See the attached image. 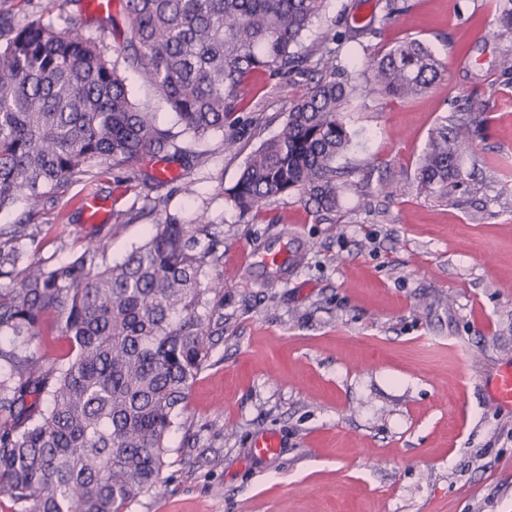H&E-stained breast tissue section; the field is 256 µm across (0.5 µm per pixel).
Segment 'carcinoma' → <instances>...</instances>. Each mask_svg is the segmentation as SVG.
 I'll use <instances>...</instances> for the list:
<instances>
[{
    "label": "carcinoma",
    "mask_w": 512,
    "mask_h": 512,
    "mask_svg": "<svg viewBox=\"0 0 512 512\" xmlns=\"http://www.w3.org/2000/svg\"><path fill=\"white\" fill-rule=\"evenodd\" d=\"M321 8L322 0H124L130 36L113 47L75 20L16 25L0 15V211L30 202L24 219L0 228V496L19 512H130L155 493L167 437L224 323L221 288L207 278L216 246L208 220L156 224L114 265L90 240L69 261L30 265L17 278L29 226L68 183L176 148L174 134L131 101L123 72L141 74L182 132L201 140L235 124L251 78L302 68L304 35ZM399 11L398 0H382L380 15L324 39L320 78L232 189L240 215L299 189L312 214L336 215L349 189L336 167L350 146L347 106L376 92L416 96L443 72L413 38L360 69L337 64L332 44H360ZM496 23L512 33V0H501ZM474 105L466 121L432 130L419 190L446 199L459 187L466 133L484 121L486 105ZM48 316L69 344L63 359L34 350Z\"/></svg>",
    "instance_id": "carcinoma-1"
}]
</instances>
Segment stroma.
Segmentation results:
<instances>
[{
    "instance_id": "1",
    "label": "stroma",
    "mask_w": 512,
    "mask_h": 512,
    "mask_svg": "<svg viewBox=\"0 0 512 512\" xmlns=\"http://www.w3.org/2000/svg\"><path fill=\"white\" fill-rule=\"evenodd\" d=\"M399 3L376 37L344 44L339 65L408 37L445 70L418 97L374 93L347 110L353 145L339 164L352 186L338 221L315 219L299 191L247 216L229 196L317 80L313 57L300 73L250 79L236 126L202 142L178 135L168 159L69 184L37 219L28 263L65 262L92 236L116 263L166 219L206 218L220 241L207 272L223 285L224 326L169 436L161 485L132 512H512V407L494 405L480 379L512 365V73L501 66L512 34L494 22L498 0ZM378 11V0H326L304 44ZM0 15L83 18L98 34L85 0H0ZM472 100L486 102V121L445 202L418 189L416 168L432 129ZM163 168L171 178L148 191ZM89 193L103 206L94 223L81 209ZM122 213L133 222L116 223ZM287 225L290 275L244 267L247 249ZM263 434L277 437L276 455L256 454Z\"/></svg>"
}]
</instances>
